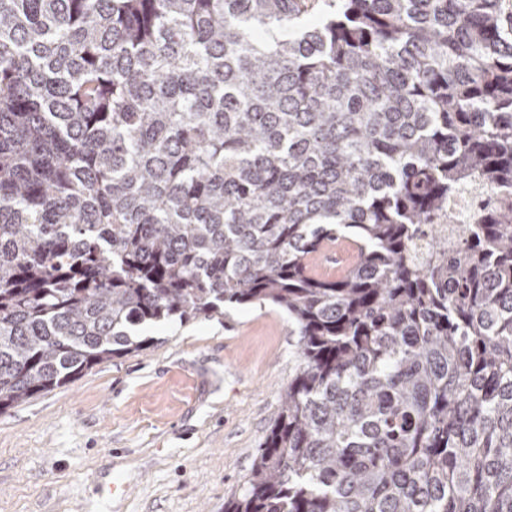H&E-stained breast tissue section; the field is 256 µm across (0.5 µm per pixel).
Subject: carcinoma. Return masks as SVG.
Masks as SVG:
<instances>
[{
  "instance_id": "1",
  "label": "carcinoma",
  "mask_w": 512,
  "mask_h": 512,
  "mask_svg": "<svg viewBox=\"0 0 512 512\" xmlns=\"http://www.w3.org/2000/svg\"><path fill=\"white\" fill-rule=\"evenodd\" d=\"M313 8L0 0V413L268 306L296 364L224 512H512L504 0ZM487 190L479 193H465L458 198L454 205V218L456 224H469L471 216L489 197ZM336 263H327L326 267H320L318 270L328 276H336L337 269L344 267L350 261V255L344 248L336 244V250H329L328 248L322 249L320 252L315 254L314 262L319 266L322 261H334Z\"/></svg>"
}]
</instances>
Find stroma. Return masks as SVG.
Masks as SVG:
<instances>
[{"label":"stroma","instance_id":"obj_1","mask_svg":"<svg viewBox=\"0 0 512 512\" xmlns=\"http://www.w3.org/2000/svg\"><path fill=\"white\" fill-rule=\"evenodd\" d=\"M147 333L0 414V512H224L294 371L288 319L248 305ZM115 477L127 497L100 496Z\"/></svg>","mask_w":512,"mask_h":512}]
</instances>
